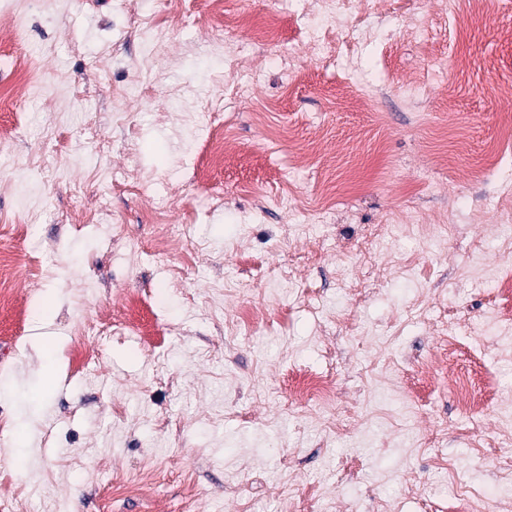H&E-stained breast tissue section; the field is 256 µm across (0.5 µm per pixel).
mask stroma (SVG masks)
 Masks as SVG:
<instances>
[{"label": "stroma", "instance_id": "35a3bbf8", "mask_svg": "<svg viewBox=\"0 0 512 512\" xmlns=\"http://www.w3.org/2000/svg\"><path fill=\"white\" fill-rule=\"evenodd\" d=\"M168 3L0 0V30L22 28L42 73L16 83L0 47L12 90L0 127L14 133L0 153V252L31 260L14 309H0V512H279L309 495L315 512H452V468L481 495L512 497L500 480L512 337L492 317L512 312L492 276L512 264L498 236L512 162L484 155L512 110L497 92L512 82V0H486L461 33L442 0H385L347 19L352 51L332 58L303 45L307 0H230L256 23L275 18L286 63L223 18L200 25L205 0ZM368 27L386 43H362ZM224 39L250 98H224L236 151L201 178L205 124L187 114L224 83ZM351 55L368 112L338 95ZM409 77L425 86L414 105L400 93ZM449 127L452 167L434 140ZM327 179L345 188L335 205L292 217ZM170 187L191 264L143 220ZM26 208L35 224L18 239L3 223ZM52 293L61 306L38 328L35 303ZM134 294L148 305L131 328ZM246 310L261 322L228 333ZM444 348L482 415L427 371ZM47 365L53 388L36 403ZM310 372L334 376L329 409L293 400ZM144 476L149 499L113 495Z\"/></svg>", "mask_w": 512, "mask_h": 512}]
</instances>
